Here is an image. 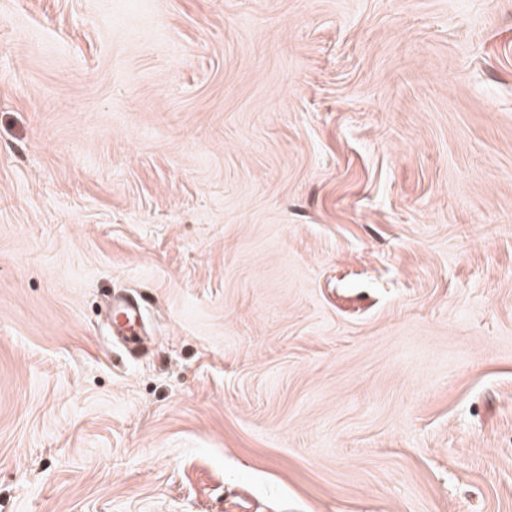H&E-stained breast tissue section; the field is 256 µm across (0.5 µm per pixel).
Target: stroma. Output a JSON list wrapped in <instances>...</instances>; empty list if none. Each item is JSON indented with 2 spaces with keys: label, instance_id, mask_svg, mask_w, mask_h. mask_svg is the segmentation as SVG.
I'll list each match as a JSON object with an SVG mask.
<instances>
[{
  "label": "stroma",
  "instance_id": "stroma-1",
  "mask_svg": "<svg viewBox=\"0 0 512 512\" xmlns=\"http://www.w3.org/2000/svg\"><path fill=\"white\" fill-rule=\"evenodd\" d=\"M0 512H512V0H0ZM143 321L141 300L128 296H117L112 301V335L123 341L140 336Z\"/></svg>",
  "mask_w": 512,
  "mask_h": 512
}]
</instances>
